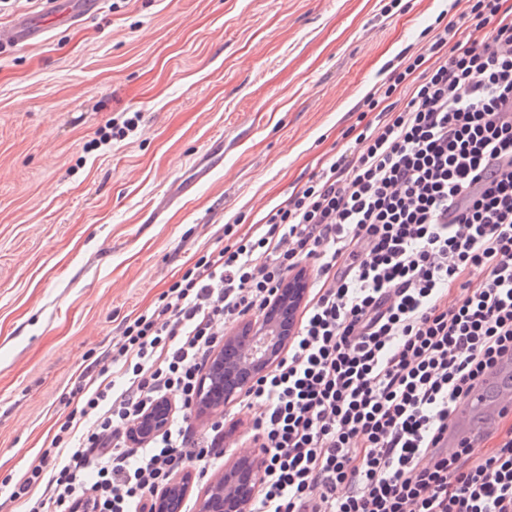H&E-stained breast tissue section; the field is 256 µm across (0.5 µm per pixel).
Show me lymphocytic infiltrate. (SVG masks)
I'll return each mask as SVG.
<instances>
[{
  "mask_svg": "<svg viewBox=\"0 0 512 512\" xmlns=\"http://www.w3.org/2000/svg\"><path fill=\"white\" fill-rule=\"evenodd\" d=\"M432 52L393 66L373 120L264 223L201 255L87 367L78 414L12 488L23 512H147L177 467L209 479L225 423L195 429L227 325L303 261L308 299L284 357L245 393L263 473L248 512H512V414L438 443L512 357V6L450 0ZM456 221H449V213ZM179 412L137 449L155 401Z\"/></svg>",
  "mask_w": 512,
  "mask_h": 512,
  "instance_id": "f902f5d3",
  "label": "lymphocytic infiltrate"
}]
</instances>
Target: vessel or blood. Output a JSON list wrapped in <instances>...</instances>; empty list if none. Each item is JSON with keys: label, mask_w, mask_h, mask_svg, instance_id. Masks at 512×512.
Wrapping results in <instances>:
<instances>
[{"label": "vessel or blood", "mask_w": 512, "mask_h": 512, "mask_svg": "<svg viewBox=\"0 0 512 512\" xmlns=\"http://www.w3.org/2000/svg\"><path fill=\"white\" fill-rule=\"evenodd\" d=\"M45 30V24L33 23L25 16L16 17L8 25L0 26V45L29 44ZM510 411L512 412V361L506 360L485 383L474 388L465 403L457 409L453 426L444 443L445 448L457 446L467 432L471 418L491 422Z\"/></svg>", "instance_id": "b4317fda"}]
</instances>
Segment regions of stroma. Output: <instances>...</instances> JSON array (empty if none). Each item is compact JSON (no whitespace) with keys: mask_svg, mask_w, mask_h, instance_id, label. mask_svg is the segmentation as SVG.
<instances>
[{"mask_svg":"<svg viewBox=\"0 0 512 512\" xmlns=\"http://www.w3.org/2000/svg\"><path fill=\"white\" fill-rule=\"evenodd\" d=\"M388 2L100 0L0 53V512L125 318L285 205L390 63L428 53L439 0Z\"/></svg>","mask_w":512,"mask_h":512,"instance_id":"stroma-1","label":"stroma"}]
</instances>
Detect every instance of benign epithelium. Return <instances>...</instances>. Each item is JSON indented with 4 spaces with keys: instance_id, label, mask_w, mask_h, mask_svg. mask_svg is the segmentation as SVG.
Wrapping results in <instances>:
<instances>
[{
    "instance_id": "1",
    "label": "benign epithelium",
    "mask_w": 512,
    "mask_h": 512,
    "mask_svg": "<svg viewBox=\"0 0 512 512\" xmlns=\"http://www.w3.org/2000/svg\"><path fill=\"white\" fill-rule=\"evenodd\" d=\"M306 297L304 281L288 278L260 321H245L226 333L201 383L195 408L215 412L243 394L253 377L283 353L292 338L297 313ZM175 405L169 399L155 402L135 422L132 435L147 440L162 432ZM257 456L237 457L224 466V474L211 480L197 495V512H247L258 486ZM189 476H175L156 492L150 512H182L192 492Z\"/></svg>"
}]
</instances>
